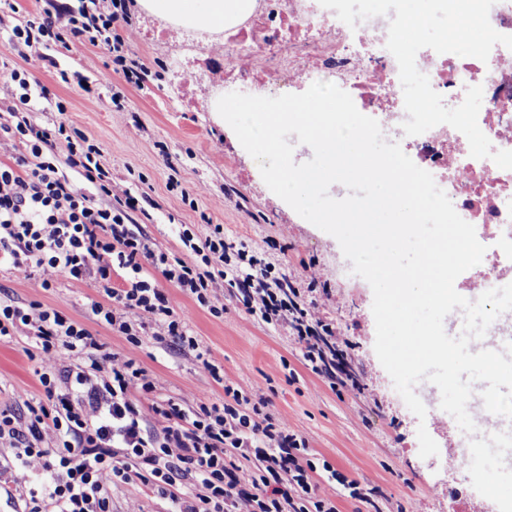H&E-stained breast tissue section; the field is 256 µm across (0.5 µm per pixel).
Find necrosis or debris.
Segmentation results:
<instances>
[{
  "label": "necrosis or debris",
  "instance_id": "1",
  "mask_svg": "<svg viewBox=\"0 0 512 512\" xmlns=\"http://www.w3.org/2000/svg\"><path fill=\"white\" fill-rule=\"evenodd\" d=\"M254 13L253 24L226 31L224 51L237 63L240 92L254 93L259 81L270 92L304 91L317 81L337 85L383 134L405 139L409 157L441 178L442 190L495 263L512 267V170L471 157L466 137L446 124L405 136L399 68L386 47L389 17L352 28L319 0H257ZM416 64L446 107L459 106L468 87L482 86L478 125L498 149L512 150V49L495 45L484 61L423 49Z\"/></svg>",
  "mask_w": 512,
  "mask_h": 512
}]
</instances>
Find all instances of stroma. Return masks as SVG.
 Wrapping results in <instances>:
<instances>
[{
	"label": "stroma",
	"mask_w": 512,
	"mask_h": 512,
	"mask_svg": "<svg viewBox=\"0 0 512 512\" xmlns=\"http://www.w3.org/2000/svg\"><path fill=\"white\" fill-rule=\"evenodd\" d=\"M129 23L134 34L125 54L146 62L149 74L142 87L124 86V111L114 110L109 88L96 82L107 55L87 44L56 52L53 68L37 56L21 57L0 34V79L10 67L27 68L51 96L35 103L34 122L50 127L63 120L87 134L111 167L113 186L131 189L136 176L144 177V189L156 204L143 223L153 248L186 258L179 238L184 225L200 235L219 225L226 241L247 244L281 272L302 280L318 273L323 292L317 312L348 340L365 389L355 395L331 388L306 365L286 326L263 322L234 299H225L223 314L216 316L174 285L166 287L200 345L222 368L219 383L178 345L146 336L136 346L88 320L84 302L94 292L91 282L62 278L43 291L0 269V294L23 303L37 300L85 322L112 352L135 359L157 376L161 398L191 408L202 400L222 401L228 384L263 394L269 413L307 439L310 457L374 488L383 512H453L461 503L477 512H512V483L491 480L480 464L449 458L457 446L456 426L435 425L439 402L427 403L421 421L396 391L374 351L372 288L352 273L338 241L277 201L227 122L219 113L195 107L197 98L216 88L234 91V67L208 52L209 38L192 42L177 36L135 2L129 6ZM63 69L92 79L91 88L62 82ZM56 98L66 101L65 113L56 111ZM26 345L22 335L0 343V409L14 407L22 392L36 401L44 397ZM421 426L437 442L438 455L420 457ZM112 508L170 512L171 504L134 481L114 493Z\"/></svg>",
	"instance_id": "35a3bbf8"
}]
</instances>
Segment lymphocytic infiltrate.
<instances>
[{
    "instance_id": "obj_1",
    "label": "lymphocytic infiltrate",
    "mask_w": 512,
    "mask_h": 512,
    "mask_svg": "<svg viewBox=\"0 0 512 512\" xmlns=\"http://www.w3.org/2000/svg\"><path fill=\"white\" fill-rule=\"evenodd\" d=\"M43 16L14 24L11 48H68L78 41L106 47L112 71L142 85L147 70L129 61L117 21L128 0H85L74 7L46 0ZM22 67L0 84V268L50 290L58 279L92 281L90 319L139 344L152 335L194 351L203 370L220 369L192 336L188 318L164 291L172 283L214 314L235 297L265 322L287 324L311 370L330 386L361 390L348 343L314 313L316 299L287 274L241 251L229 261L221 228L205 236L183 230L190 260L150 248L133 217L148 194L112 191L101 151L83 131L35 124L32 99H45ZM122 286H114L113 276ZM37 352L35 374L45 402L25 412L0 410V441L14 455L0 473L26 492L24 512H112V491L133 479L153 484L174 512H337L317 492L316 463L305 437L276 422L267 398L228 385L221 403L186 410L155 400L159 381L134 359L110 352L82 323L41 302L0 298V341L18 332ZM165 425L148 431L149 418ZM44 477L30 485L31 473Z\"/></svg>"
}]
</instances>
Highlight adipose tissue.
Segmentation results:
<instances>
[{"label": "adipose tissue", "mask_w": 512, "mask_h": 512, "mask_svg": "<svg viewBox=\"0 0 512 512\" xmlns=\"http://www.w3.org/2000/svg\"><path fill=\"white\" fill-rule=\"evenodd\" d=\"M139 4L174 31L196 29L220 34L225 26L250 13L253 0H139Z\"/></svg>", "instance_id": "ef3b65f1"}]
</instances>
